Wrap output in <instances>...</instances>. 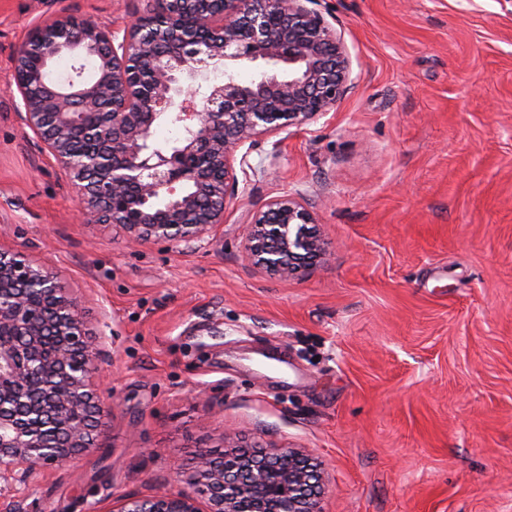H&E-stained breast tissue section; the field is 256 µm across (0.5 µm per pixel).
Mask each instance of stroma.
<instances>
[{"mask_svg":"<svg viewBox=\"0 0 512 512\" xmlns=\"http://www.w3.org/2000/svg\"><path fill=\"white\" fill-rule=\"evenodd\" d=\"M154 0H0V243L48 264L108 339L97 448L0 512H100L175 488L225 432L322 460V512H512V0H316L353 84L259 140L274 169L197 249L76 221L24 124L14 52L62 16L123 28ZM301 190L331 252L300 278L241 259L249 215Z\"/></svg>","mask_w":512,"mask_h":512,"instance_id":"35a3bbf8","label":"stroma"}]
</instances>
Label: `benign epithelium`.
Wrapping results in <instances>:
<instances>
[{"instance_id":"obj_1","label":"benign epithelium","mask_w":512,"mask_h":512,"mask_svg":"<svg viewBox=\"0 0 512 512\" xmlns=\"http://www.w3.org/2000/svg\"><path fill=\"white\" fill-rule=\"evenodd\" d=\"M315 0H155L162 24L123 32L66 16L16 50L26 126L67 172L80 222L116 224L127 244L198 247L224 227L227 201L257 173L262 138L328 114L352 84L341 37ZM224 69V80L211 73ZM162 123L183 131L161 149ZM93 148L77 164L69 135ZM328 244L299 190L254 210L245 264L291 280L325 263ZM106 338L57 272L0 244V495L96 447L114 403L101 396ZM177 467L183 486L112 500L102 512H321V462L299 448L242 452Z\"/></svg>"}]
</instances>
